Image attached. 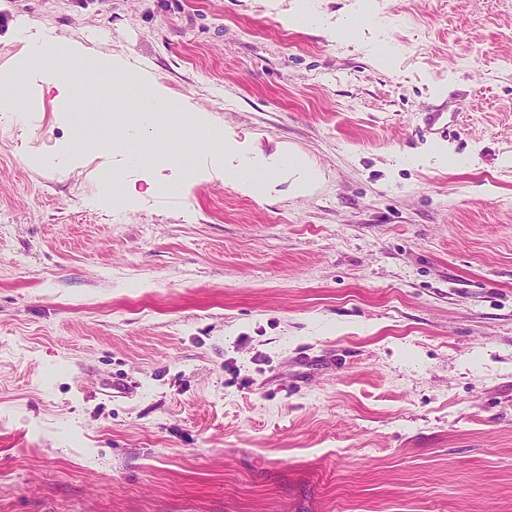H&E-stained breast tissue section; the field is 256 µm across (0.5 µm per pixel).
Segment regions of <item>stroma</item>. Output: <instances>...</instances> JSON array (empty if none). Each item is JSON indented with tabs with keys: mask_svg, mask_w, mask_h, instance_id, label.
<instances>
[{
	"mask_svg": "<svg viewBox=\"0 0 512 512\" xmlns=\"http://www.w3.org/2000/svg\"><path fill=\"white\" fill-rule=\"evenodd\" d=\"M20 24L230 150L97 157L118 75L0 112V512H512V0H0V70ZM256 168L253 165V162L248 157H242L239 161L237 169L231 173L226 175L228 179L232 181L234 185L244 189L253 191V187L257 182L256 177Z\"/></svg>",
	"mask_w": 512,
	"mask_h": 512,
	"instance_id": "35a3bbf8",
	"label": "stroma"
}]
</instances>
